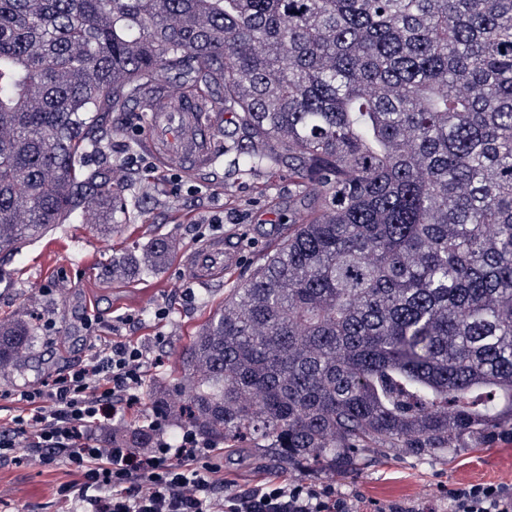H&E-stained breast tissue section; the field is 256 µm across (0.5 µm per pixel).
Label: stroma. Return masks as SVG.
<instances>
[{"label": "stroma", "instance_id": "1", "mask_svg": "<svg viewBox=\"0 0 512 512\" xmlns=\"http://www.w3.org/2000/svg\"><path fill=\"white\" fill-rule=\"evenodd\" d=\"M136 120L133 112L111 113L107 137L87 159L89 170L102 172L124 196L121 223L106 231L101 216L86 213L20 251L0 250V322L22 321L33 330L25 362L0 367V416L14 414L16 390L81 365L90 353V337L122 336L144 344L149 353L141 404L121 423L127 435L140 433L156 418V386L165 384L191 333L224 301V283L192 280L183 253L223 237L240 255L237 276H245L313 203L312 196L299 194L284 161L250 175L236 171L220 152L196 173L158 167L133 133ZM152 238L178 243L161 272L113 276L115 253L140 249ZM160 309L165 312L161 318L156 315ZM128 315L133 318L129 324L124 321ZM224 472L241 489L271 472L286 473L298 483L331 485L354 512H386L393 503L414 512H448L449 492L460 483L512 482V446L493 438L445 456H372L348 475L288 470L254 448L225 455ZM77 479L62 461L42 463L28 449H19L16 462H0V512H71L57 489Z\"/></svg>", "mask_w": 512, "mask_h": 512}]
</instances>
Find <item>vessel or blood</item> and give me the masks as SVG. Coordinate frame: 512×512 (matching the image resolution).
<instances>
[{
    "label": "vessel or blood",
    "instance_id": "1",
    "mask_svg": "<svg viewBox=\"0 0 512 512\" xmlns=\"http://www.w3.org/2000/svg\"><path fill=\"white\" fill-rule=\"evenodd\" d=\"M206 108L201 99L154 94L141 137L145 152L158 165L178 164L188 172L210 165L216 151L215 137L211 127L199 120L200 111ZM237 261L236 253L225 248L223 239L214 238L185 253L183 265L195 280L209 282L222 279Z\"/></svg>",
    "mask_w": 512,
    "mask_h": 512
}]
</instances>
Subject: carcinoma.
Listing matches in <instances>:
<instances>
[{"label":"carcinoma","mask_w":512,"mask_h":512,"mask_svg":"<svg viewBox=\"0 0 512 512\" xmlns=\"http://www.w3.org/2000/svg\"><path fill=\"white\" fill-rule=\"evenodd\" d=\"M161 82L224 107L238 171L286 157L315 204L190 337L160 409L343 474L512 430V0H0V249L118 221L85 158ZM31 335L0 324V365Z\"/></svg>","instance_id":"1"}]
</instances>
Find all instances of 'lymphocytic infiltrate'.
<instances>
[{"instance_id": "obj_1", "label": "lymphocytic infiltrate", "mask_w": 512, "mask_h": 512, "mask_svg": "<svg viewBox=\"0 0 512 512\" xmlns=\"http://www.w3.org/2000/svg\"><path fill=\"white\" fill-rule=\"evenodd\" d=\"M148 363L138 343L93 345L77 369L53 383L21 389L19 414L0 421V460L28 448L44 462L62 460L80 473L59 487L78 512H350L335 487L293 483L281 475L246 491L225 492L224 451L184 428L169 442L162 420L148 447L131 448L110 427L141 403ZM449 512H512V483L475 482L453 488Z\"/></svg>"}]
</instances>
